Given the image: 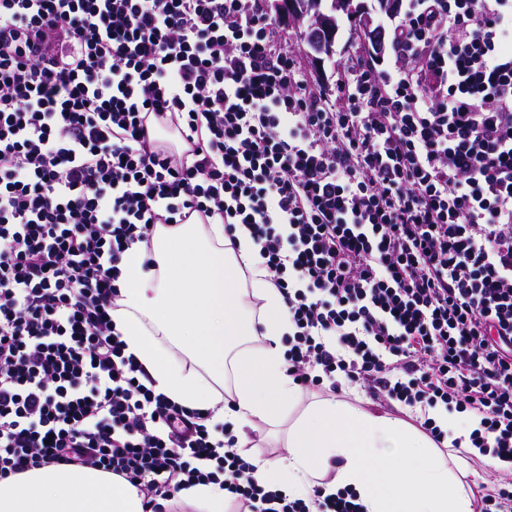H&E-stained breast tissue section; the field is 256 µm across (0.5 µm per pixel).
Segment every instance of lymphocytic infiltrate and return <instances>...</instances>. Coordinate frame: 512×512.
Masks as SVG:
<instances>
[{
    "instance_id": "f902f5d3",
    "label": "lymphocytic infiltrate",
    "mask_w": 512,
    "mask_h": 512,
    "mask_svg": "<svg viewBox=\"0 0 512 512\" xmlns=\"http://www.w3.org/2000/svg\"><path fill=\"white\" fill-rule=\"evenodd\" d=\"M510 38L512 0H406L393 69L356 56L329 101L263 0H0V481L79 467L145 512L207 484L238 512H362L263 481L127 353L122 258L194 214L250 233L301 390L360 386L438 443L445 405L511 461Z\"/></svg>"
}]
</instances>
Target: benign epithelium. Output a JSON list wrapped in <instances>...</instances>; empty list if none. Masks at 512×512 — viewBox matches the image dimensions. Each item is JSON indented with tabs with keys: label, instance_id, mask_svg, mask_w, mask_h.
I'll return each instance as SVG.
<instances>
[{
	"label": "benign epithelium",
	"instance_id": "benign-epithelium-1",
	"mask_svg": "<svg viewBox=\"0 0 512 512\" xmlns=\"http://www.w3.org/2000/svg\"><path fill=\"white\" fill-rule=\"evenodd\" d=\"M371 8L362 0H267V8L282 22L301 28L305 53L315 68H321L324 59L335 53V34L339 17L355 14L360 19L365 49L374 56L384 53L385 32L377 23L379 14L394 15L401 0H374Z\"/></svg>",
	"mask_w": 512,
	"mask_h": 512
}]
</instances>
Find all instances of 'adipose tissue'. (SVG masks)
Segmentation results:
<instances>
[{
	"instance_id": "1",
	"label": "adipose tissue",
	"mask_w": 512,
	"mask_h": 512,
	"mask_svg": "<svg viewBox=\"0 0 512 512\" xmlns=\"http://www.w3.org/2000/svg\"><path fill=\"white\" fill-rule=\"evenodd\" d=\"M148 255L156 262L149 270ZM121 270L123 307L112 319L157 391L230 423L243 448L256 423L288 420L287 453L258 463L261 478L301 497L323 483L332 491L350 486L364 512H474L456 452L412 425L336 399L291 415L301 392L286 372L282 339L292 325L247 231L230 239L223 224L195 217L159 224L151 250L133 245ZM251 296L263 301L261 317L246 307ZM257 332L262 345L246 347ZM0 512H143V502L118 478L49 466L0 481Z\"/></svg>"
}]
</instances>
